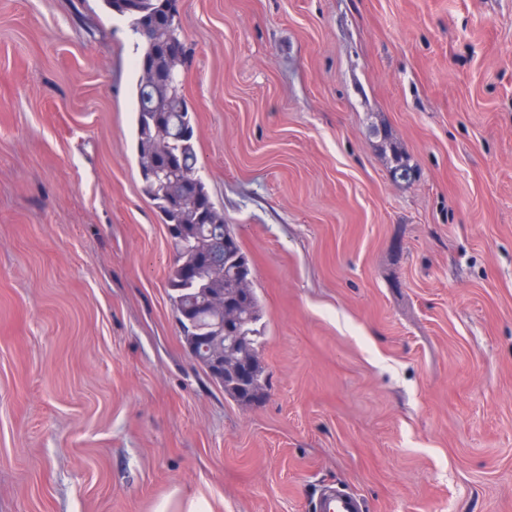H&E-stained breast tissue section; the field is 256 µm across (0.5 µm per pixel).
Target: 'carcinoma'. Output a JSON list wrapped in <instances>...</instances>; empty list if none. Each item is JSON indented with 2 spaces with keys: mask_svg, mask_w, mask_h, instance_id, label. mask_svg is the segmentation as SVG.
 <instances>
[{
  "mask_svg": "<svg viewBox=\"0 0 512 512\" xmlns=\"http://www.w3.org/2000/svg\"><path fill=\"white\" fill-rule=\"evenodd\" d=\"M102 5L128 20L136 36L134 66L138 73L143 65L162 58L167 44L183 38L180 19L171 14L169 0H102ZM134 99L135 152L144 192L172 233L176 251L168 272L169 299L184 346L195 354L194 361L208 370L212 355L229 349L224 319L211 308V300L225 292L242 296L240 331L256 341V347L246 354L255 367V398L267 388L256 328L262 307L254 279L241 274L237 264L224 265L221 277L204 262L212 241L233 231L224 223V213L215 206L199 175L193 117L186 106L181 74L161 67L155 83L146 85L137 79ZM187 174L194 176L196 192L178 207H169V185Z\"/></svg>",
  "mask_w": 512,
  "mask_h": 512,
  "instance_id": "cac0c4a2",
  "label": "carcinoma"
}]
</instances>
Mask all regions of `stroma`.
Here are the masks:
<instances>
[{
    "instance_id": "stroma-1",
    "label": "stroma",
    "mask_w": 512,
    "mask_h": 512,
    "mask_svg": "<svg viewBox=\"0 0 512 512\" xmlns=\"http://www.w3.org/2000/svg\"><path fill=\"white\" fill-rule=\"evenodd\" d=\"M268 387L189 356L127 22L0 0V512H512V0H180ZM409 157L394 180L391 147ZM311 508L313 512H365L363 499L342 486L321 490Z\"/></svg>"
}]
</instances>
